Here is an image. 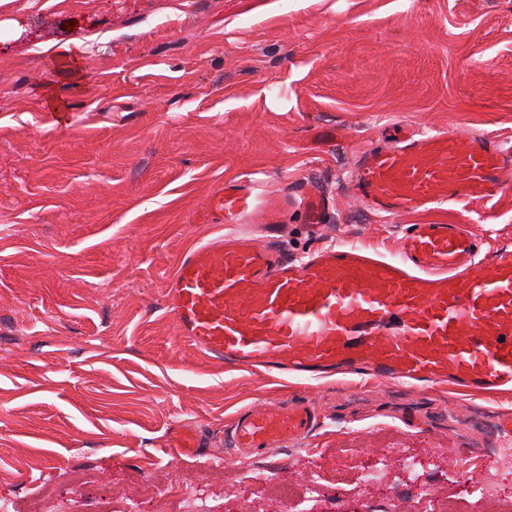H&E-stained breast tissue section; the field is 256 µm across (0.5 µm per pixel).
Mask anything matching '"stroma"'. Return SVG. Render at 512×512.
Wrapping results in <instances>:
<instances>
[{
    "mask_svg": "<svg viewBox=\"0 0 512 512\" xmlns=\"http://www.w3.org/2000/svg\"><path fill=\"white\" fill-rule=\"evenodd\" d=\"M5 18L0 512H392L422 489L413 512H512V395L228 371L179 341L164 298L181 252L219 230L198 215L220 182L250 173L271 198L331 201L316 232L281 211L291 258L336 241L393 255L425 220L512 246V169L493 198L397 217L350 182L395 122L512 142V0H13ZM87 42L62 81L47 47ZM289 395L318 410L307 436L224 456L237 411ZM180 428L201 446L173 458Z\"/></svg>",
    "mask_w": 512,
    "mask_h": 512,
    "instance_id": "1",
    "label": "stroma"
}]
</instances>
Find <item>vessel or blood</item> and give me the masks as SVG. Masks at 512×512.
Masks as SVG:
<instances>
[{
	"mask_svg": "<svg viewBox=\"0 0 512 512\" xmlns=\"http://www.w3.org/2000/svg\"><path fill=\"white\" fill-rule=\"evenodd\" d=\"M512 153L491 135L400 133L360 155L354 189L390 216L486 199ZM224 232L182 251L165 285L180 339L231 370L313 376L328 370L376 383L512 392V247L482 249L464 224L426 222L397 255L336 242L291 259L238 229L273 200L252 178L224 181ZM311 230L324 221L316 189L297 199ZM310 405H256L236 415L235 451L272 450L306 434Z\"/></svg>",
	"mask_w": 512,
	"mask_h": 512,
	"instance_id": "vessel-or-blood-1",
	"label": "vessel or blood"
}]
</instances>
